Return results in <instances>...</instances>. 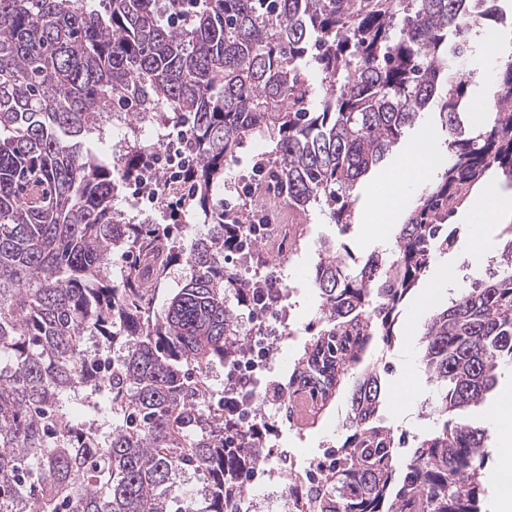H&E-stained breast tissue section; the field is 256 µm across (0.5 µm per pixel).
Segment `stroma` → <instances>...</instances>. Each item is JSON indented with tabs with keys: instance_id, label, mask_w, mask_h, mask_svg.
<instances>
[{
	"instance_id": "obj_1",
	"label": "stroma",
	"mask_w": 512,
	"mask_h": 512,
	"mask_svg": "<svg viewBox=\"0 0 512 512\" xmlns=\"http://www.w3.org/2000/svg\"><path fill=\"white\" fill-rule=\"evenodd\" d=\"M493 39L483 41L482 49L473 56L466 69L470 81L469 91L474 100L472 112L463 114L464 123L479 125L487 118L486 101L492 98L493 80L501 63L512 54V29L497 27ZM272 141L257 136L250 137L237 157L228 163L224 172V184L216 192L217 198L239 204L246 201L245 182L249 177L256 158L273 150ZM262 204L272 222H286L295 225L300 236V250L286 264L285 273L290 287L297 290V308L294 312L293 340L285 342L279 356L280 367L274 382L266 383V390H273L275 381L283 380L293 360L300 354L307 338L305 329L316 317V298L312 288L313 264L319 245L324 238L336 239L343 254L350 260H361L370 253H386L393 247L392 240L362 242L364 226L351 224L348 230L327 223L319 214L303 215L292 210L275 195H265ZM503 227L499 224L480 226L468 222L466 216H459L456 224L455 242L448 254L434 255L429 271L440 274V281L429 285L427 291H415L404 304L398 322L397 336L391 346H376L372 359L383 360L386 366V395L382 418L395 437L413 442L431 431L434 424L424 414L425 405L431 398L434 386L419 364V349L408 348L407 342L419 339L423 324L439 308L446 305L450 290L464 287L470 272H482L491 257L498 252ZM461 252H475L478 262L472 271L455 267L451 260ZM347 390H340L335 400L326 409L313 427L305 430L303 437H296L286 425H279L268 433L270 442L282 448L303 455L316 451L322 442H337L341 439L338 425L347 406ZM512 398V368H506L498 378L495 390L479 406L473 408L470 417L485 426L490 433V448L486 458L487 468L497 471L512 468V443L504 442L506 430L503 417L507 413L506 402Z\"/></svg>"
}]
</instances>
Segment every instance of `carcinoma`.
Returning <instances> with one entry per match:
<instances>
[{
    "label": "carcinoma",
    "instance_id": "obj_1",
    "mask_svg": "<svg viewBox=\"0 0 512 512\" xmlns=\"http://www.w3.org/2000/svg\"><path fill=\"white\" fill-rule=\"evenodd\" d=\"M465 0H202L177 25L162 0H0V512H235L254 439L207 384L244 343L231 305L256 310L254 284L226 256L256 241L262 217L214 201L224 169L251 136L275 143L267 172L288 206L343 228L353 192L424 112L447 131L442 172L407 211L390 258L351 272L331 239L312 287L318 316L288 374L327 409L351 381L345 438L307 512H481L487 434L462 415L512 364V224L500 261L422 328L436 383L435 429L403 458L378 412L385 383L360 364L389 346L398 313L448 222L480 186L512 185V59L493 95L509 104L467 127L458 60L505 24L487 7L462 26ZM183 131L186 181L157 179L170 223L114 207L152 166L138 129L122 166L93 154L108 128ZM191 206L209 231L181 242ZM128 262L118 280L111 258ZM178 262L187 283L158 310ZM103 423L69 411L81 400ZM205 475L184 494L177 475Z\"/></svg>",
    "mask_w": 512,
    "mask_h": 512
}]
</instances>
